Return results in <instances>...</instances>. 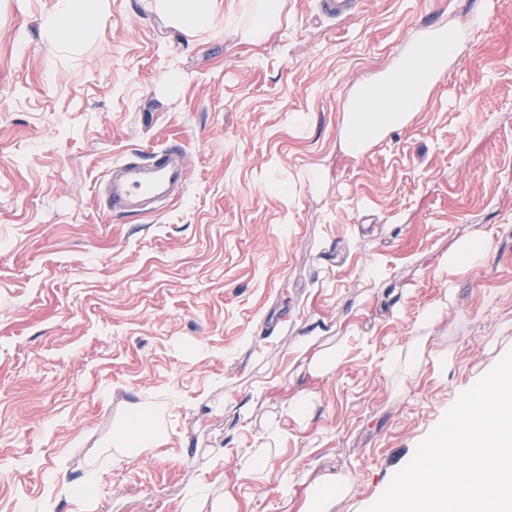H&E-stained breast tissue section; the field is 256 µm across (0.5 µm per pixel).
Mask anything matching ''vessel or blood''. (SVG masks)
I'll list each match as a JSON object with an SVG mask.
<instances>
[{
  "mask_svg": "<svg viewBox=\"0 0 512 512\" xmlns=\"http://www.w3.org/2000/svg\"><path fill=\"white\" fill-rule=\"evenodd\" d=\"M358 0H316L323 18L338 22L353 18ZM448 61V37L435 34L406 47L401 66L414 65L434 74H442ZM419 88H392L387 82H371L359 89L367 103L388 99L390 109H406V97L420 96ZM189 185V161L182 144L169 143L141 154L133 152L109 167L99 183V192L111 211L127 215H155L163 205L182 196Z\"/></svg>",
  "mask_w": 512,
  "mask_h": 512,
  "instance_id": "obj_1",
  "label": "vessel or blood"
}]
</instances>
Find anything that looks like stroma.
<instances>
[{
  "label": "stroma",
  "mask_w": 512,
  "mask_h": 512,
  "mask_svg": "<svg viewBox=\"0 0 512 512\" xmlns=\"http://www.w3.org/2000/svg\"><path fill=\"white\" fill-rule=\"evenodd\" d=\"M152 2L99 0L68 36L54 0H0V512H183L273 420L288 437L241 512H298L325 475L335 512H365L512 349V0L486 26L485 0H362L341 24L211 0L201 32ZM441 26L459 55L426 102L347 154L353 90ZM173 140L186 193L111 214L104 171ZM478 229L484 264L439 272ZM305 336L344 363L312 377ZM420 336L448 361L402 378ZM136 414L166 444L113 447Z\"/></svg>",
  "instance_id": "obj_1"
}]
</instances>
